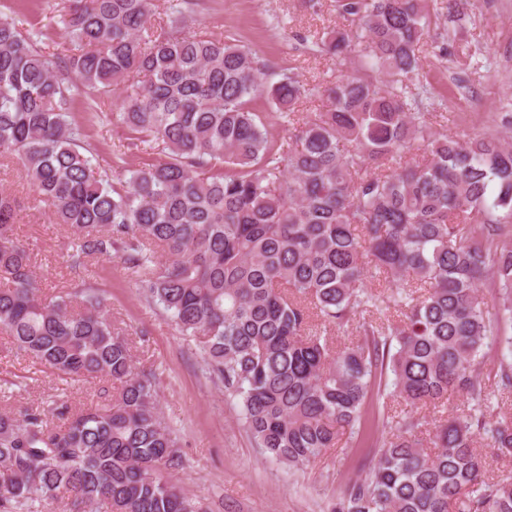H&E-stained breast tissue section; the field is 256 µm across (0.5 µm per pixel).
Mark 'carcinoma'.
<instances>
[{
	"mask_svg": "<svg viewBox=\"0 0 512 512\" xmlns=\"http://www.w3.org/2000/svg\"><path fill=\"white\" fill-rule=\"evenodd\" d=\"M196 6L178 0L156 28L157 0H64L62 51L0 10V158H17L33 200L71 229L75 274L119 257L202 345L267 456L301 469L373 400L405 404L332 512H512V477H485L476 448L485 436L512 457V419L490 415L487 385L512 391V113L467 140L432 129L435 96L418 81L426 0H336L345 24L315 45L353 72L312 87L230 36L191 30ZM120 83L130 145L161 154L133 169L102 167L71 119L78 98ZM313 96L323 108L298 112ZM22 210L0 192V330L58 375L117 392L104 407L0 412V512L57 500L67 512H198L163 476L183 462L156 373L137 367L85 279L41 296L15 234ZM353 323L357 341L335 349L327 329ZM450 393L469 413L423 420Z\"/></svg>",
	"mask_w": 512,
	"mask_h": 512,
	"instance_id": "cac0c4a2",
	"label": "carcinoma"
}]
</instances>
